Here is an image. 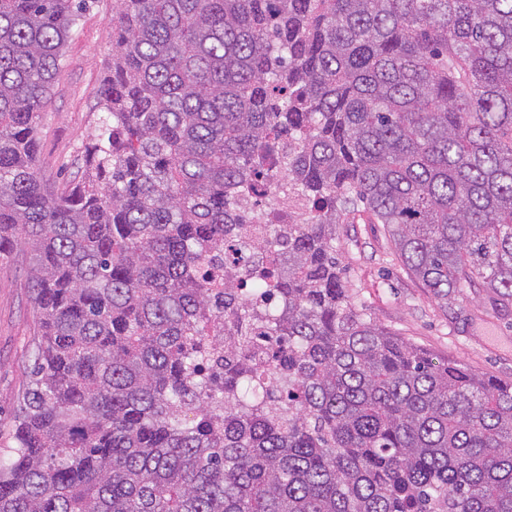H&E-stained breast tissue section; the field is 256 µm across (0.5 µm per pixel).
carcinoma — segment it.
<instances>
[{
    "instance_id": "cac0c4a2",
    "label": "carcinoma",
    "mask_w": 512,
    "mask_h": 512,
    "mask_svg": "<svg viewBox=\"0 0 512 512\" xmlns=\"http://www.w3.org/2000/svg\"><path fill=\"white\" fill-rule=\"evenodd\" d=\"M89 8L0 0V255L37 317L0 512H512V381L377 323L336 249L365 212L432 299L512 312V0H113L60 187L37 123ZM262 179L312 214L277 248Z\"/></svg>"
}]
</instances>
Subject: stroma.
<instances>
[{
  "mask_svg": "<svg viewBox=\"0 0 512 512\" xmlns=\"http://www.w3.org/2000/svg\"><path fill=\"white\" fill-rule=\"evenodd\" d=\"M112 64V0H94L78 21L38 129V159L51 180L64 183L90 140L95 92ZM344 280L356 303L382 326L473 371L512 380V316H483L489 297L465 289L450 307L431 299L394 254L383 225L356 214L336 228ZM28 256L0 257V451L14 447L12 419L27 380L34 334L27 288Z\"/></svg>",
  "mask_w": 512,
  "mask_h": 512,
  "instance_id": "35a3bbf8",
  "label": "stroma"
}]
</instances>
